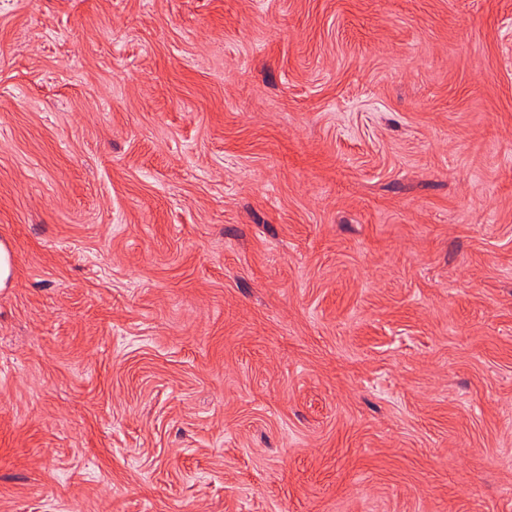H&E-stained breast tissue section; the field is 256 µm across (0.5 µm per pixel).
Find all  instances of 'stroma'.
I'll use <instances>...</instances> for the list:
<instances>
[{"label": "stroma", "instance_id": "stroma-1", "mask_svg": "<svg viewBox=\"0 0 512 512\" xmlns=\"http://www.w3.org/2000/svg\"><path fill=\"white\" fill-rule=\"evenodd\" d=\"M0 512H512V0H0Z\"/></svg>", "mask_w": 512, "mask_h": 512}]
</instances>
